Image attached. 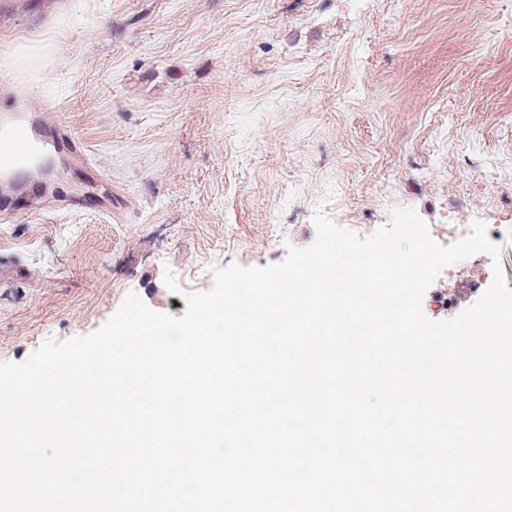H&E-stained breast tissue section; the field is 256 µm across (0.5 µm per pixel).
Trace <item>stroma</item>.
I'll use <instances>...</instances> for the list:
<instances>
[{"label":"stroma","instance_id":"35a3bbf8","mask_svg":"<svg viewBox=\"0 0 512 512\" xmlns=\"http://www.w3.org/2000/svg\"><path fill=\"white\" fill-rule=\"evenodd\" d=\"M1 82L112 193L65 169L107 211L22 199L0 222V362L92 333L130 291L182 316L211 268L310 246L319 207L365 235L397 206L434 233L507 225L512 288V0H0ZM457 268L479 284L436 279L429 319L492 282L484 254ZM40 137V141L49 152L62 155L75 166H81L88 178L95 181L104 179V175L91 165L88 149L83 141L68 126L59 124L48 127Z\"/></svg>","mask_w":512,"mask_h":512}]
</instances>
